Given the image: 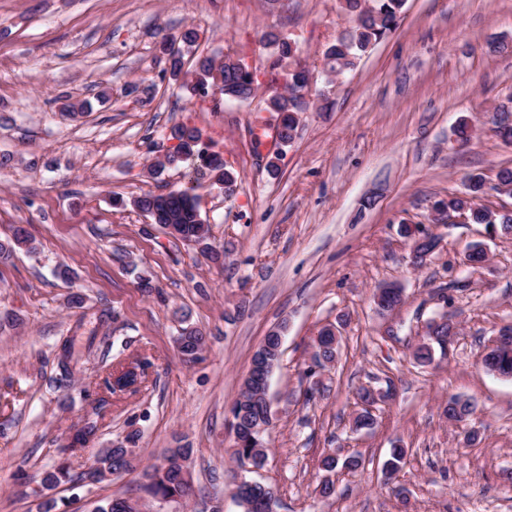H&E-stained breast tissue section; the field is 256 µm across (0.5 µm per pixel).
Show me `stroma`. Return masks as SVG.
<instances>
[{
	"instance_id": "obj_1",
	"label": "stroma",
	"mask_w": 512,
	"mask_h": 512,
	"mask_svg": "<svg viewBox=\"0 0 512 512\" xmlns=\"http://www.w3.org/2000/svg\"><path fill=\"white\" fill-rule=\"evenodd\" d=\"M349 24L341 0H0V241L21 227L35 245L0 259V512H93L112 498L139 512H242L241 477L275 489V512H512V379L482 364L512 326V234L433 221L473 175L485 183L477 205L512 210L495 189L512 145L494 133L512 113V0H407L398 28L332 81L323 54ZM188 28V71L227 53L264 69L272 28L295 42L314 83L291 143L277 142L262 99L216 104L163 77L162 39ZM463 119L475 128L465 143ZM177 125L198 128L237 175L233 195L207 180L195 190L218 263L132 204L187 186L186 164L150 169ZM407 225L439 239L418 265ZM478 243L489 259L472 267ZM388 284L404 302L382 312L373 295ZM444 315L458 336L417 365ZM187 325L207 339L190 362L175 343ZM326 326L340 352L319 369ZM275 328L268 462L254 471L233 456L228 419ZM135 359L149 364L140 392L109 394L111 367ZM365 387L379 395L375 424L357 430ZM453 397L474 403L469 421H448ZM134 430L133 470L84 480ZM395 446L405 464L389 476ZM179 447L194 451L190 489L164 502L143 472ZM355 452L362 467L337 469L335 495L317 496L321 458ZM61 465L68 481L46 489Z\"/></svg>"
}]
</instances>
